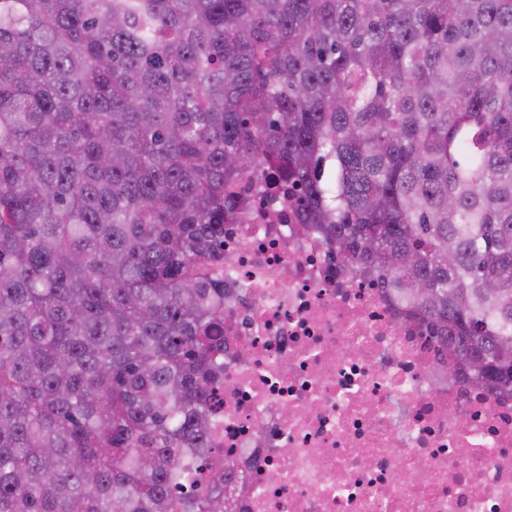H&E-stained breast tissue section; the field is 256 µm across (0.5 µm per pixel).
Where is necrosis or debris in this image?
Returning a JSON list of instances; mask_svg holds the SVG:
<instances>
[{
    "instance_id": "obj_1",
    "label": "necrosis or debris",
    "mask_w": 512,
    "mask_h": 512,
    "mask_svg": "<svg viewBox=\"0 0 512 512\" xmlns=\"http://www.w3.org/2000/svg\"><path fill=\"white\" fill-rule=\"evenodd\" d=\"M235 195L209 438L240 475L230 512H512V397L449 373L278 189Z\"/></svg>"
}]
</instances>
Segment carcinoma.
I'll use <instances>...</instances> for the list:
<instances>
[{"label":"carcinoma","instance_id":"cac0c4a2","mask_svg":"<svg viewBox=\"0 0 512 512\" xmlns=\"http://www.w3.org/2000/svg\"><path fill=\"white\" fill-rule=\"evenodd\" d=\"M266 171L512 395V0H0V512H228L212 271Z\"/></svg>","mask_w":512,"mask_h":512}]
</instances>
